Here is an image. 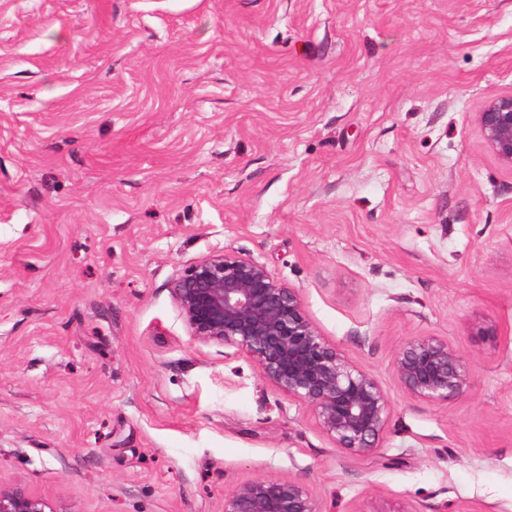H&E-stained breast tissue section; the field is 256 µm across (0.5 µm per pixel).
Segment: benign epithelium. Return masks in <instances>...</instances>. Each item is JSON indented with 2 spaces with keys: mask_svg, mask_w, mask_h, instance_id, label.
<instances>
[{
  "mask_svg": "<svg viewBox=\"0 0 512 512\" xmlns=\"http://www.w3.org/2000/svg\"><path fill=\"white\" fill-rule=\"evenodd\" d=\"M477 123L488 147L512 167V94L487 99ZM190 338L235 347L261 378L290 400L309 406L319 429L342 452L371 457L390 417L379 382L321 334L298 289L276 279L250 256L223 250L205 256L170 283ZM411 398L448 406L467 394L466 357L438 337L407 341L393 363ZM46 503L21 490L0 491V512H46ZM224 512H319L297 480L260 476L224 495Z\"/></svg>",
  "mask_w": 512,
  "mask_h": 512,
  "instance_id": "benign-epithelium-1",
  "label": "benign epithelium"
}]
</instances>
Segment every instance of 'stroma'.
Returning <instances> with one entry per match:
<instances>
[{"label": "stroma", "mask_w": 512, "mask_h": 512, "mask_svg": "<svg viewBox=\"0 0 512 512\" xmlns=\"http://www.w3.org/2000/svg\"><path fill=\"white\" fill-rule=\"evenodd\" d=\"M512 0H0V488L51 512H224L301 481L321 512H512ZM232 249L299 289L388 395L355 458L176 272ZM467 358L444 408L393 371ZM477 123L494 155L512 167V94L487 99L477 112ZM402 390L411 398L438 406L451 405L467 394L472 375L466 357L438 337L407 341L393 363Z\"/></svg>", "instance_id": "1"}]
</instances>
